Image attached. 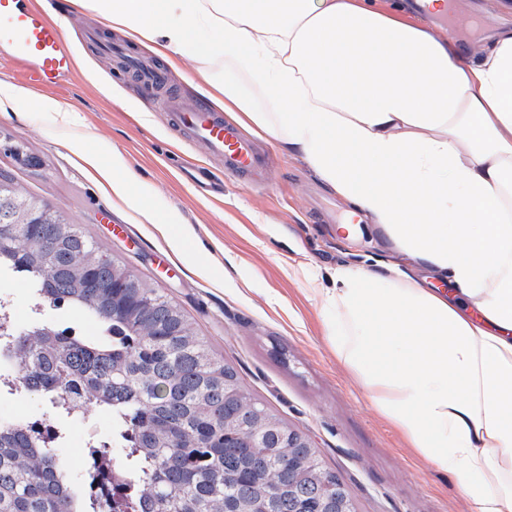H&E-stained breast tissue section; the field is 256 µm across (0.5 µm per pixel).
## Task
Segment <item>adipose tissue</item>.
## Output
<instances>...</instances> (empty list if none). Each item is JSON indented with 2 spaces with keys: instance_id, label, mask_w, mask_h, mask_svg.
I'll list each match as a JSON object with an SVG mask.
<instances>
[{
  "instance_id": "adipose-tissue-1",
  "label": "adipose tissue",
  "mask_w": 512,
  "mask_h": 512,
  "mask_svg": "<svg viewBox=\"0 0 512 512\" xmlns=\"http://www.w3.org/2000/svg\"><path fill=\"white\" fill-rule=\"evenodd\" d=\"M69 2L195 63L211 104L417 264L332 269L325 339L468 512H512V18L464 58L378 0Z\"/></svg>"
}]
</instances>
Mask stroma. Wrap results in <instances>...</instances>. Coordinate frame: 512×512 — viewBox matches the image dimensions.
<instances>
[{
	"mask_svg": "<svg viewBox=\"0 0 512 512\" xmlns=\"http://www.w3.org/2000/svg\"><path fill=\"white\" fill-rule=\"evenodd\" d=\"M42 3L62 19L76 72L60 89L35 93L0 47V90L10 93L0 101V174L175 301L243 388L308 438L355 512H462L453 481L406 448L324 338L325 270L380 269L396 259L387 238L369 223L341 227L349 206L263 133L255 138L269 153L266 177L225 176L164 121L168 96L206 101L193 62L167 69L166 85L146 90L87 39L90 30L119 37L108 18L74 12L68 0ZM48 100L59 111H44ZM83 150L105 159L118 152L147 213L107 196L80 159ZM168 215L213 280L174 251L157 224ZM117 224L126 232L114 233Z\"/></svg>",
	"mask_w": 512,
	"mask_h": 512,
	"instance_id": "stroma-1",
	"label": "stroma"
}]
</instances>
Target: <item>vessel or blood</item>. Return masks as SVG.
I'll return each mask as SVG.
<instances>
[{
  "label": "vessel or blood",
  "mask_w": 512,
  "mask_h": 512,
  "mask_svg": "<svg viewBox=\"0 0 512 512\" xmlns=\"http://www.w3.org/2000/svg\"><path fill=\"white\" fill-rule=\"evenodd\" d=\"M0 45L21 65L26 84L38 91L60 87L74 74V58L59 25L48 21L31 0H0ZM171 128L191 141L203 143L219 158L227 174L250 177L265 173L264 158L254 140L206 106L188 107L176 98L164 106Z\"/></svg>",
  "instance_id": "b4317fda"
}]
</instances>
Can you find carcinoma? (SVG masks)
Instances as JSON below:
<instances>
[{"label": "carcinoma", "mask_w": 512, "mask_h": 512, "mask_svg": "<svg viewBox=\"0 0 512 512\" xmlns=\"http://www.w3.org/2000/svg\"><path fill=\"white\" fill-rule=\"evenodd\" d=\"M10 183L0 180V260L41 279L49 308H79L98 326L75 340L29 329L15 363L47 391L64 389L73 408L127 427L133 443L120 457L149 512H336V498L348 497L336 474L244 391L181 307L49 207L32 204L46 221L22 223ZM61 466L54 449L0 430V512H98L78 484L59 480Z\"/></svg>", "instance_id": "carcinoma-1"}]
</instances>
